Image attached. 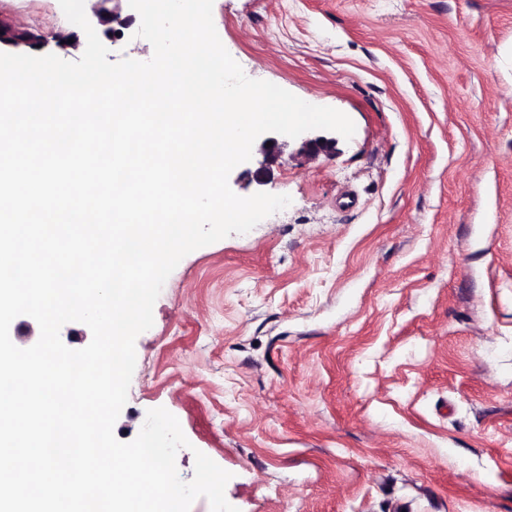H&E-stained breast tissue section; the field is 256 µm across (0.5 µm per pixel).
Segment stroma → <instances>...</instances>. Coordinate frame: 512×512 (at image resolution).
<instances>
[{
  "mask_svg": "<svg viewBox=\"0 0 512 512\" xmlns=\"http://www.w3.org/2000/svg\"><path fill=\"white\" fill-rule=\"evenodd\" d=\"M79 52L59 0H0ZM253 79L355 124L239 196L291 204L185 256L135 342L122 442L165 408L238 512H512V0H214Z\"/></svg>",
  "mask_w": 512,
  "mask_h": 512,
  "instance_id": "35a3bbf8",
  "label": "stroma"
}]
</instances>
